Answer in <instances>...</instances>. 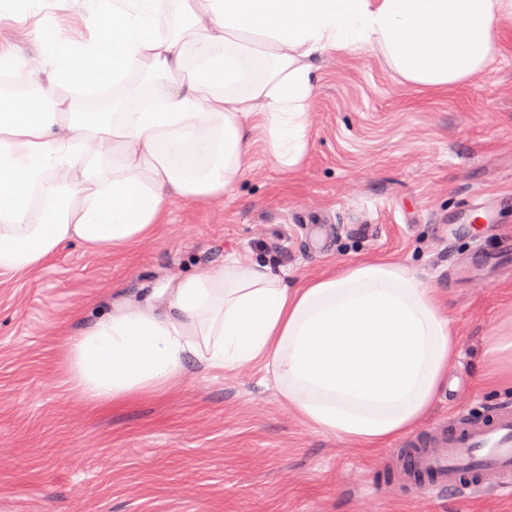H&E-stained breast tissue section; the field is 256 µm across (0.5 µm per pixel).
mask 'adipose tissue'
Returning <instances> with one entry per match:
<instances>
[{
  "mask_svg": "<svg viewBox=\"0 0 512 512\" xmlns=\"http://www.w3.org/2000/svg\"><path fill=\"white\" fill-rule=\"evenodd\" d=\"M512 0H98L88 33L42 37V76L0 45V70L33 91L0 111V271L37 270L79 241L122 252L171 200L231 191L262 133L277 167L308 145L312 56L380 51L406 81L444 89L478 74ZM79 87L111 90L81 112ZM168 304L119 307L65 341L86 405L147 398L189 362H258L308 425L371 450L433 410L459 355L448 311L391 259L307 275L291 288L261 263L167 286Z\"/></svg>",
  "mask_w": 512,
  "mask_h": 512,
  "instance_id": "1",
  "label": "adipose tissue"
}]
</instances>
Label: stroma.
<instances>
[{"mask_svg":"<svg viewBox=\"0 0 512 512\" xmlns=\"http://www.w3.org/2000/svg\"><path fill=\"white\" fill-rule=\"evenodd\" d=\"M485 68L448 89L403 79L376 50L312 60L308 147L293 173L255 139L235 188L172 202L121 253L72 244L0 274V512H512L404 484L398 437L365 453L304 423L258 364H190L154 397L86 409L60 369L65 335L167 283L234 259L295 284L389 257L444 298L459 355L419 432L512 407V365L484 386L490 336H512V18Z\"/></svg>","mask_w":512,"mask_h":512,"instance_id":"obj_1","label":"stroma"}]
</instances>
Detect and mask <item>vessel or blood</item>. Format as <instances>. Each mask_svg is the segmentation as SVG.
<instances>
[{
    "label": "vessel or blood",
    "instance_id": "1",
    "mask_svg": "<svg viewBox=\"0 0 512 512\" xmlns=\"http://www.w3.org/2000/svg\"><path fill=\"white\" fill-rule=\"evenodd\" d=\"M403 476L427 495L445 489L463 497L489 489L512 496V408L494 410L476 424L461 420L414 440Z\"/></svg>",
    "mask_w": 512,
    "mask_h": 512
}]
</instances>
